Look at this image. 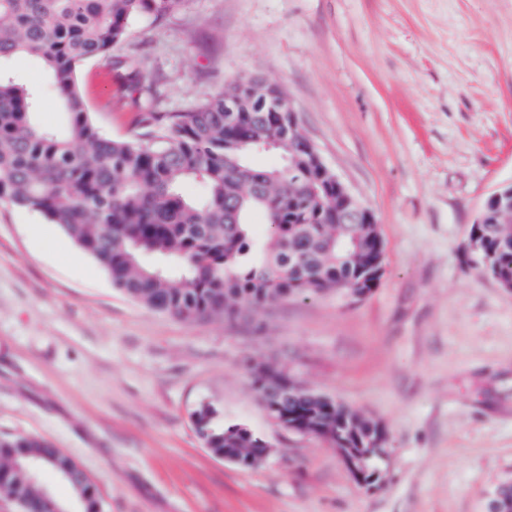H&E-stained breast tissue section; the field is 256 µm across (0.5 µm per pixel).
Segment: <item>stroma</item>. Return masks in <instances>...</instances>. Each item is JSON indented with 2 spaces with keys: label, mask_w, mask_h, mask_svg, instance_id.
Listing matches in <instances>:
<instances>
[{
  "label": "stroma",
  "mask_w": 512,
  "mask_h": 512,
  "mask_svg": "<svg viewBox=\"0 0 512 512\" xmlns=\"http://www.w3.org/2000/svg\"><path fill=\"white\" fill-rule=\"evenodd\" d=\"M4 68L40 89L36 122L63 128L43 62ZM243 75L282 88L372 211L376 287L185 321L128 298L58 225L2 204L0 435L51 441L105 512H482L512 475V291L465 244L512 183V0H182L131 20L78 84L100 131L132 140L139 113L189 111ZM254 362L379 421L380 482L360 486L334 448L274 423ZM204 404L262 436L265 461L213 455L192 419Z\"/></svg>",
  "instance_id": "obj_1"
}]
</instances>
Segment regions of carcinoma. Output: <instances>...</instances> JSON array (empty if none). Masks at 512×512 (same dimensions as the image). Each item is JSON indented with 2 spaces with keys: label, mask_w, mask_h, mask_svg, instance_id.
Listing matches in <instances>:
<instances>
[{
  "label": "carcinoma",
  "mask_w": 512,
  "mask_h": 512,
  "mask_svg": "<svg viewBox=\"0 0 512 512\" xmlns=\"http://www.w3.org/2000/svg\"><path fill=\"white\" fill-rule=\"evenodd\" d=\"M180 0H0V63L23 53L42 60L65 113L62 134L34 119L37 93L0 68V204L30 209L58 224L109 275L114 286L147 307L193 321L239 310H262L300 296L349 290L379 251L362 224L336 223V193L319 181L309 157L288 145L303 142L268 112L247 107L228 121L224 101L249 99L251 87L230 81L188 112L165 119L144 113L137 140L113 139L91 122L77 85L79 66L106 60L127 37L129 22L163 16ZM278 144L271 150L255 142ZM277 154L281 164L259 167L251 155ZM297 173L288 174V167ZM193 180L205 194L187 198ZM238 207L237 223L228 209ZM260 210L268 233L253 235L249 215ZM481 269L512 286V223L477 224ZM282 370L255 364L251 384L261 401ZM305 428L323 436L359 412L317 394L299 399ZM194 421L216 456L262 448L265 440L241 423H218L202 406ZM370 425L349 438L372 470L379 449L366 441ZM34 458L50 469L73 465L51 443L0 436V492L19 512H55L24 468Z\"/></svg>",
  "instance_id": "cac0c4a2"
}]
</instances>
